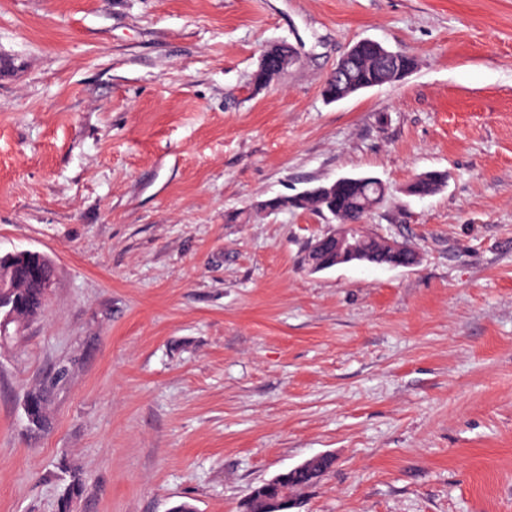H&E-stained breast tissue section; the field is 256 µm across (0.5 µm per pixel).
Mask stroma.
<instances>
[{
	"label": "stroma",
	"mask_w": 512,
	"mask_h": 512,
	"mask_svg": "<svg viewBox=\"0 0 512 512\" xmlns=\"http://www.w3.org/2000/svg\"><path fill=\"white\" fill-rule=\"evenodd\" d=\"M366 38L414 70L327 101ZM346 175L416 265L310 272L329 224L256 209ZM19 250L55 283L0 344V512H61L76 474L71 512H240L319 454L300 512H512V0H0ZM286 43H279L268 46L265 50L275 51V52H269V51H263V53L260 56L259 63L257 66V69L252 74V80L253 82L256 80L257 75H264V74H270L275 73L270 77L269 84L276 78H274L277 74L276 72H279L284 64H285V56L282 53H276V51L280 50L283 45ZM274 78V79H273ZM437 173L436 171H430L420 175L407 186V193L418 197L434 195L438 190Z\"/></svg>",
	"instance_id": "1"
}]
</instances>
